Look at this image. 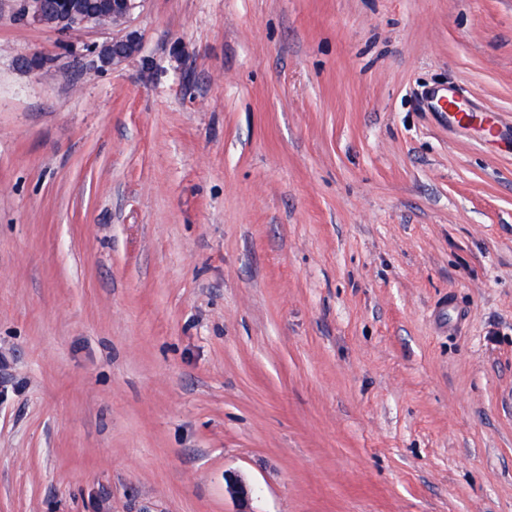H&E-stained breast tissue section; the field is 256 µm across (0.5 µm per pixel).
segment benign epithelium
Masks as SVG:
<instances>
[{"instance_id":"1","label":"benign epithelium","mask_w":512,"mask_h":512,"mask_svg":"<svg viewBox=\"0 0 512 512\" xmlns=\"http://www.w3.org/2000/svg\"><path fill=\"white\" fill-rule=\"evenodd\" d=\"M95 10L85 7L83 0H66L64 7L53 8L50 0H13L16 20L49 27L64 37H72L90 28H120L123 34L105 42L81 43L80 55L98 73L112 71L139 55L141 48L136 31L128 27L137 0H98ZM228 491L246 504L249 491L235 475L225 477Z\"/></svg>"}]
</instances>
